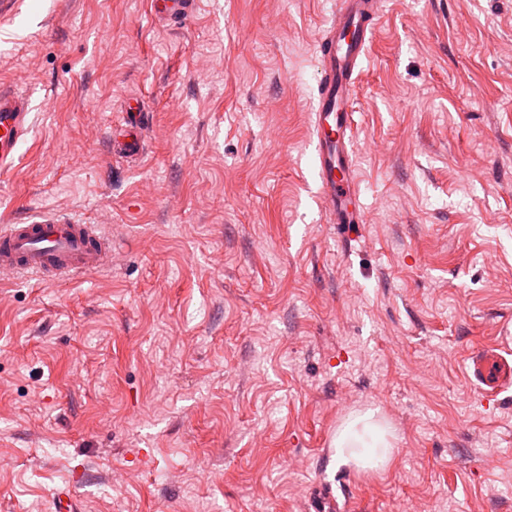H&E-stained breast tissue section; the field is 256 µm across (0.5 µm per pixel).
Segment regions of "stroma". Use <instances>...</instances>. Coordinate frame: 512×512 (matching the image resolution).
<instances>
[{
  "label": "stroma",
  "mask_w": 512,
  "mask_h": 512,
  "mask_svg": "<svg viewBox=\"0 0 512 512\" xmlns=\"http://www.w3.org/2000/svg\"><path fill=\"white\" fill-rule=\"evenodd\" d=\"M338 0H23L0 85L31 131L0 225L50 210L111 269L0 281V512H512V0H384L356 80L363 221L312 167ZM151 114L115 158L125 98ZM372 413L385 467L335 462ZM194 0H151V12L161 22H182L193 12ZM470 361L475 378L491 388L484 389L486 393L497 394L511 386L512 367L499 355L482 352L470 356Z\"/></svg>",
  "instance_id": "stroma-1"
}]
</instances>
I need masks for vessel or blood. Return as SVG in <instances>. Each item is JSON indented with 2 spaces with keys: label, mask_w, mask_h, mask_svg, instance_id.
I'll return each mask as SVG.
<instances>
[{
  "label": "vessel or blood",
  "mask_w": 512,
  "mask_h": 512,
  "mask_svg": "<svg viewBox=\"0 0 512 512\" xmlns=\"http://www.w3.org/2000/svg\"><path fill=\"white\" fill-rule=\"evenodd\" d=\"M194 0H151L161 22H181L193 12ZM380 0H339L336 16L325 29L317 56V95L312 141L315 173L324 210L333 224L363 220L356 203L351 112L356 72L360 67ZM127 117L117 126L113 153L141 156L139 121L143 103H126ZM31 102L19 91L0 89V172L13 167L19 144L31 129ZM112 264V238L96 224H80L59 213L43 212L25 222L0 226V278L33 274L47 281L100 271ZM477 380L499 393L512 387V366L486 352L471 356Z\"/></svg>",
  "instance_id": "1"
}]
</instances>
